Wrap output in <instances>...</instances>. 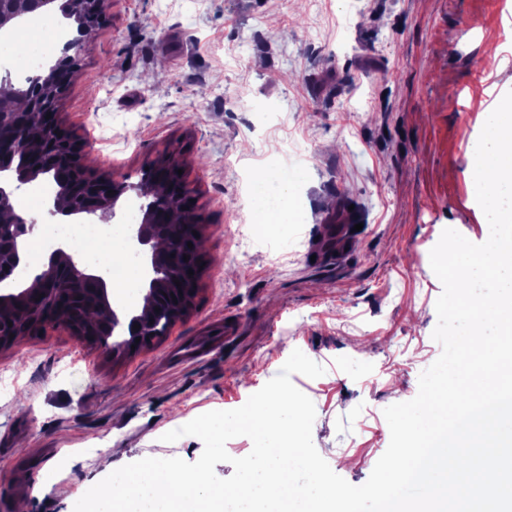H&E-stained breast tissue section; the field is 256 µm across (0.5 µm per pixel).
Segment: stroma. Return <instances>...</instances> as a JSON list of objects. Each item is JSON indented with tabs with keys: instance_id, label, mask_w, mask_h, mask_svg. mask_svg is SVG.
<instances>
[{
	"instance_id": "stroma-1",
	"label": "stroma",
	"mask_w": 512,
	"mask_h": 512,
	"mask_svg": "<svg viewBox=\"0 0 512 512\" xmlns=\"http://www.w3.org/2000/svg\"><path fill=\"white\" fill-rule=\"evenodd\" d=\"M58 106L92 173L138 182L179 151L202 224L191 311L113 358L63 330L0 352V512H72L113 468L198 460L163 434L241 407L293 350L313 443L364 484L390 442L394 385L413 399L440 356L444 229L490 234L476 200L477 103L512 91V0H106ZM298 187L297 252H241L261 167Z\"/></svg>"
}]
</instances>
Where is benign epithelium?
<instances>
[{
  "mask_svg": "<svg viewBox=\"0 0 512 512\" xmlns=\"http://www.w3.org/2000/svg\"><path fill=\"white\" fill-rule=\"evenodd\" d=\"M41 9L56 11L71 29V38L25 91L16 94L9 106L0 107V174L9 176V181L0 182V224L8 226L6 231L0 229V277L7 273L5 267L24 262L25 243L40 225L39 219H25L16 212L15 192L41 177L59 184L46 210L48 219L79 215L94 224H110L118 201L130 188L149 201L134 230L137 243L147 248L148 288L141 311L122 319L109 301L107 285L81 267L68 247L59 246L30 283L0 289V349L55 328L85 337L80 320L58 314V306L76 298L95 312L99 330L95 345L115 356L118 348L108 342L110 330L120 323L135 338L147 335L156 299L181 273L179 251L161 245V225L167 222L170 200L175 199L183 207L182 220L201 228L196 204L191 202L195 194L185 176L178 174L184 162L175 152L147 161L142 180L133 188L111 175L92 176L85 170L74 141L58 135L57 108L80 62L74 49L95 34L88 17L102 18L104 0H0V28Z\"/></svg>",
  "mask_w": 512,
  "mask_h": 512,
  "instance_id": "1",
  "label": "benign epithelium"
}]
</instances>
